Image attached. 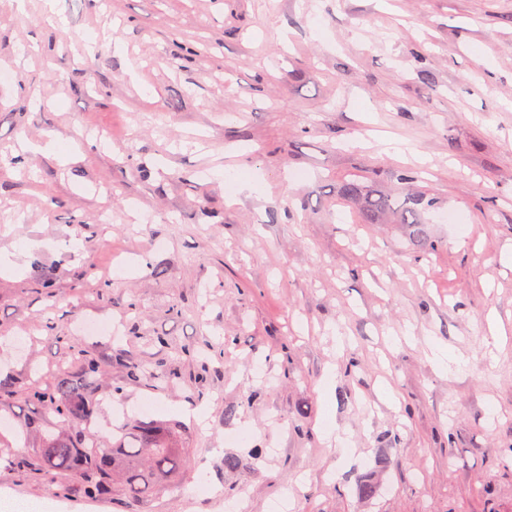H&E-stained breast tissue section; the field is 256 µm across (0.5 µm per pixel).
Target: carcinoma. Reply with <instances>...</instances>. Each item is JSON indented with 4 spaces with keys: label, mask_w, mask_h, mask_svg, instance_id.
Segmentation results:
<instances>
[{
    "label": "carcinoma",
    "mask_w": 512,
    "mask_h": 512,
    "mask_svg": "<svg viewBox=\"0 0 512 512\" xmlns=\"http://www.w3.org/2000/svg\"><path fill=\"white\" fill-rule=\"evenodd\" d=\"M339 192L344 201L356 206L361 223L376 224L391 217L413 227L418 236L424 234V213L437 204L434 197L404 191L378 193L357 178L343 182ZM72 359L76 373L30 384L21 392L16 378L0 377V404L20 392L66 428L57 434L43 433L37 451L24 465L60 494H69L72 480L78 479L90 498L117 496L126 507L141 503L184 467L185 453L172 446V428L141 419L131 420L106 448L92 443L84 424L96 414L103 396L98 360L83 350L74 352Z\"/></svg>",
    "instance_id": "obj_1"
}]
</instances>
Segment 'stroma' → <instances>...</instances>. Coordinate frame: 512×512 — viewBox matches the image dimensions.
<instances>
[{
    "mask_svg": "<svg viewBox=\"0 0 512 512\" xmlns=\"http://www.w3.org/2000/svg\"><path fill=\"white\" fill-rule=\"evenodd\" d=\"M2 69L0 370L85 350L178 424L135 512H512V0H0ZM407 171L423 243L337 194ZM40 414L0 405L16 454ZM14 499L124 512L0 467Z\"/></svg>",
    "mask_w": 512,
    "mask_h": 512,
    "instance_id": "35a3bbf8",
    "label": "stroma"
}]
</instances>
